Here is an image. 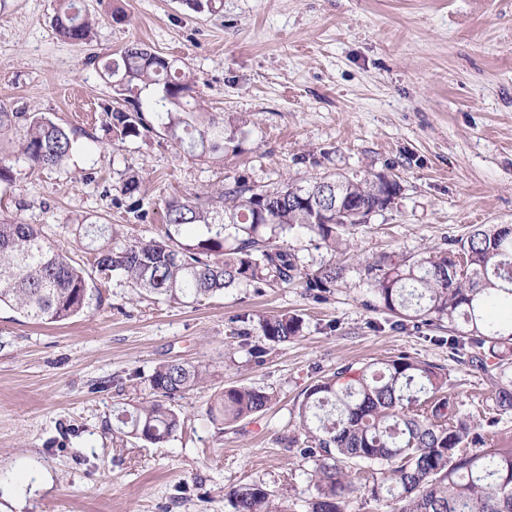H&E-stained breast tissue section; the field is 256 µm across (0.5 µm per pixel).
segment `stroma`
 <instances>
[{"label": "stroma", "instance_id": "stroma-1", "mask_svg": "<svg viewBox=\"0 0 512 512\" xmlns=\"http://www.w3.org/2000/svg\"><path fill=\"white\" fill-rule=\"evenodd\" d=\"M98 23L84 44L55 29L54 0H0V108L77 130L61 167L0 185V217L42 227L54 248L88 257L89 225L113 243L163 235L167 202L235 177L272 190L336 172L397 175L393 208L355 227L360 259L444 248L474 224H512V0H82ZM134 41L198 77L194 97L242 143L215 164L166 133L110 142L98 117L114 105L103 64ZM142 178L137 220L118 185ZM101 306L35 324L0 308V512H233L227 492L258 484L306 512L311 460L284 450L305 391L336 369L407 354L437 365L462 416L494 422L487 448H512V411L497 414L483 374L458 362L447 327H396L365 307L359 268L316 296L301 284L235 288L198 302L139 293L94 274ZM291 312L297 340L262 359L231 338L241 317ZM204 380L179 399V429L153 445L127 434L119 409L144 398L168 361ZM230 386L265 391L268 409L214 424Z\"/></svg>", "mask_w": 512, "mask_h": 512}]
</instances>
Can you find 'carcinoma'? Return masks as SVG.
<instances>
[{
  "label": "carcinoma",
  "instance_id": "cac0c4a2",
  "mask_svg": "<svg viewBox=\"0 0 512 512\" xmlns=\"http://www.w3.org/2000/svg\"><path fill=\"white\" fill-rule=\"evenodd\" d=\"M54 22L61 38L83 43L92 21L79 0H56ZM117 77L115 100L126 107L105 108L100 122L111 139L124 142L160 128L190 156L224 159L238 152L224 119L188 100L196 75L150 49L133 43L120 58L105 64ZM150 89L156 99L143 100ZM15 130L18 157L30 168H57L73 153L76 132L42 115L0 110V136ZM340 193L321 180L301 186L256 190L242 178L212 192H194L166 204L165 235L114 247L94 249L92 268L118 271L132 286L170 301H199L233 288H260L301 282L308 291L327 292L344 282L350 231L383 210L390 195L400 193L397 180L379 175L338 173L331 179ZM120 192L129 212L146 218L135 174L121 179ZM202 227L191 241L178 239L184 227ZM235 244L226 245L227 227ZM301 230L331 254L328 262L304 270L296 254L280 244ZM371 298L365 306L416 328L443 320L458 332L451 349L485 375L495 389L494 405L512 410V228L479 224L445 249L395 259L382 256L363 266ZM89 273L71 257L55 251L33 224L0 220V306L34 323L66 320L101 304ZM303 320L293 314L260 316L257 328L241 327L249 354L267 353L250 336L271 343L301 337ZM497 359L494 373L485 355ZM202 383L198 368L171 361L149 376V398L118 420L130 434L151 444L166 442L180 427L174 402ZM272 395L248 387H228L206 410L213 422L243 421L265 410ZM307 445L299 449L313 459L310 482L315 495L307 512H345L348 499L363 490L395 504L394 512H512V448L474 450L483 440L459 415L458 396L448 376L428 362L406 356L384 359L361 369L345 366L310 387L298 409ZM234 512H288L274 494L257 484L227 492Z\"/></svg>",
  "mask_w": 512,
  "mask_h": 512
}]
</instances>
